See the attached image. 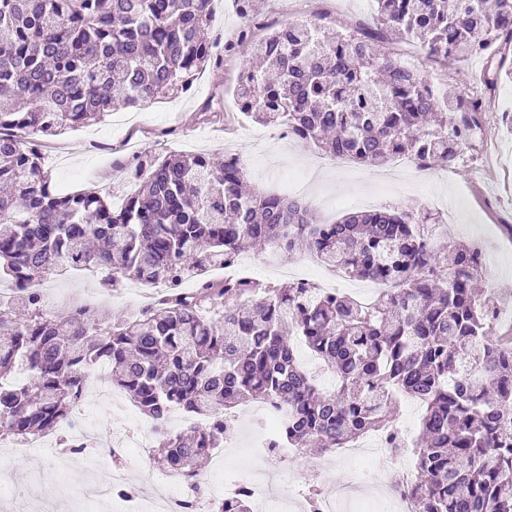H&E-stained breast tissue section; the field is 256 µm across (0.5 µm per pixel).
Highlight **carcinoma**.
I'll return each instance as SVG.
<instances>
[{
  "mask_svg": "<svg viewBox=\"0 0 512 512\" xmlns=\"http://www.w3.org/2000/svg\"><path fill=\"white\" fill-rule=\"evenodd\" d=\"M380 31L292 21L251 38L256 0H234L243 27L224 46L274 70L240 74L245 118L284 125L324 153L367 166L397 154L430 168L455 160L482 125L497 79L450 105L419 67L377 43L398 33L425 57L484 55L501 73L512 54V0H375ZM212 0H0V278L18 295L0 304V429L26 438L68 420L94 363L149 417L162 466L202 480L199 460L224 447L227 411L247 401L286 410L282 440L298 450L344 448L392 431L398 398L423 410L412 453L414 512H512V336L474 288L483 251L436 243L422 210L381 209L319 224L299 200L246 193L238 155L173 154L149 165L118 207L100 191L61 194L37 139L170 91L185 92L218 62L202 33ZM256 244L306 247L346 276L383 287L365 303L310 282H216L209 267ZM66 266L105 283H163L155 305L128 320L43 311L26 288ZM198 278L189 294L183 279ZM336 379L322 391L292 340ZM209 416L172 432V411Z\"/></svg>",
  "mask_w": 512,
  "mask_h": 512,
  "instance_id": "1",
  "label": "carcinoma"
}]
</instances>
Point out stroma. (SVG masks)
Returning a JSON list of instances; mask_svg holds the SVG:
<instances>
[{
    "label": "stroma",
    "instance_id": "stroma-1",
    "mask_svg": "<svg viewBox=\"0 0 512 512\" xmlns=\"http://www.w3.org/2000/svg\"><path fill=\"white\" fill-rule=\"evenodd\" d=\"M266 19L274 24L315 20L329 16L337 23L357 25L374 21V0H262ZM391 46L402 58L413 59L440 95L480 90L489 70L483 57L468 56L442 63L425 59L418 45L394 36ZM249 57L225 56L220 68L208 67L196 77L194 95L171 93L136 107L120 108L89 126L42 138L44 168L54 187L64 193L103 189L113 201L133 193L138 162L175 153L230 152L248 161L249 185L258 192H277L278 180L299 169H319V178L299 199L318 222L330 224L355 210L359 200L375 196L384 208H437L446 235L481 241L484 266L482 288L512 296V83L500 81L489 104L486 123L451 168L425 171L354 162L324 163L321 151L299 142L282 140L277 127L242 119L232 95L241 68ZM220 108V121L203 123L204 102ZM246 276L266 280L265 266L275 260L295 268L301 278L360 295L373 294L372 284L348 280L329 271L309 251L281 254L253 249L244 255ZM57 301V313L78 306L111 310L113 316L137 313L159 298L158 289L136 279L115 288L102 286L98 274L81 270L54 274L44 281ZM72 418L90 417L99 442L112 439L115 412L109 401L83 396ZM29 451L14 437L0 436V512H115L112 502L99 495L100 485L112 474L111 463L89 472L82 458L65 460L53 455L32 461ZM277 493L290 512H302L297 501L307 493L316 474L326 475L344 494L347 512H387L371 478L355 475L344 457L310 448L297 454Z\"/></svg>",
    "mask_w": 512,
    "mask_h": 512
}]
</instances>
